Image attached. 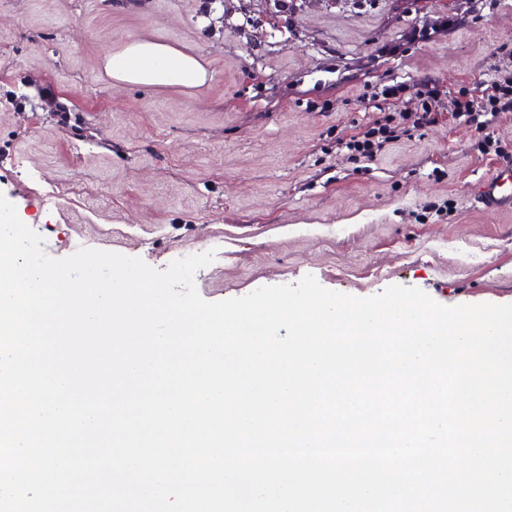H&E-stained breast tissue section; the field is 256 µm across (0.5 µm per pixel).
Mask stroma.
<instances>
[{
	"label": "stroma",
	"mask_w": 512,
	"mask_h": 512,
	"mask_svg": "<svg viewBox=\"0 0 512 512\" xmlns=\"http://www.w3.org/2000/svg\"><path fill=\"white\" fill-rule=\"evenodd\" d=\"M138 37L202 56L210 80L113 85L104 55ZM498 71L512 0H0V195L56 259L215 251L194 277L209 302L309 274L512 303V213L469 197L499 164L481 132L444 120L371 161L341 147L401 122L422 80L454 96Z\"/></svg>",
	"instance_id": "1"
}]
</instances>
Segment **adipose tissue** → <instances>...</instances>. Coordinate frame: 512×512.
I'll list each match as a JSON object with an SVG mask.
<instances>
[{"label":"adipose tissue","instance_id":"obj_1","mask_svg":"<svg viewBox=\"0 0 512 512\" xmlns=\"http://www.w3.org/2000/svg\"><path fill=\"white\" fill-rule=\"evenodd\" d=\"M104 70L115 83L141 87H200L209 77L200 56L145 37L108 54Z\"/></svg>","mask_w":512,"mask_h":512}]
</instances>
